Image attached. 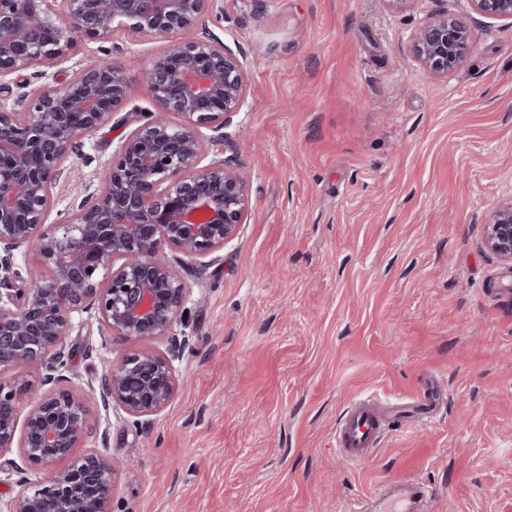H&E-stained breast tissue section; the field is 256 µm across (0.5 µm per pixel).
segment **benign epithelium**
Instances as JSON below:
<instances>
[{
    "label": "benign epithelium",
    "instance_id": "7a95c632",
    "mask_svg": "<svg viewBox=\"0 0 512 512\" xmlns=\"http://www.w3.org/2000/svg\"><path fill=\"white\" fill-rule=\"evenodd\" d=\"M213 2L0 0V78L50 68L78 40L104 39L116 28L134 40H169L143 75L156 112L122 137L103 187L60 224L45 221L66 159L132 97L133 85L123 67L103 60L23 96L19 110L0 105V287L9 286L0 291V372L41 364L50 386L20 422L23 390L0 383V454L17 448L16 469L44 471L8 512H111L118 461L103 448L74 455L90 413L84 388L65 375L73 314L93 308L111 333L133 340L170 335L187 288L163 248L200 262L244 223L243 173L227 157L203 164L206 142L224 140L245 96L243 61L205 27ZM471 2L485 16L512 19V0ZM193 30L200 34L183 38ZM470 42L467 26L444 17L419 27L412 49L430 72L446 75ZM171 114L182 121L170 122ZM204 128L215 135L206 137ZM483 236L488 251L512 263V200L488 215ZM19 256L38 269L27 287L12 288ZM188 344L174 336L165 354L111 362L100 381L103 406L136 419L160 412ZM64 459L69 464L56 467Z\"/></svg>",
    "mask_w": 512,
    "mask_h": 512
}]
</instances>
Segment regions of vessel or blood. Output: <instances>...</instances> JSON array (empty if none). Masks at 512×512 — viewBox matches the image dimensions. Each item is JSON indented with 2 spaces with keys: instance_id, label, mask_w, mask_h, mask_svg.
Wrapping results in <instances>:
<instances>
[{
  "instance_id": "b4317fda",
  "label": "vessel or blood",
  "mask_w": 512,
  "mask_h": 512,
  "mask_svg": "<svg viewBox=\"0 0 512 512\" xmlns=\"http://www.w3.org/2000/svg\"><path fill=\"white\" fill-rule=\"evenodd\" d=\"M386 417L374 400L363 398L348 408L336 430V448L348 462L361 464L372 460L380 444ZM404 495H381L380 512H424L426 501L431 500V490L416 483H406Z\"/></svg>"
}]
</instances>
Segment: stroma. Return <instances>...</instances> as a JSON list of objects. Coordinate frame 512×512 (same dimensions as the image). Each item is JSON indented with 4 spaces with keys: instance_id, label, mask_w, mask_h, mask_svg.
I'll use <instances>...</instances> for the list:
<instances>
[{
    "instance_id": "stroma-1",
    "label": "stroma",
    "mask_w": 512,
    "mask_h": 512,
    "mask_svg": "<svg viewBox=\"0 0 512 512\" xmlns=\"http://www.w3.org/2000/svg\"><path fill=\"white\" fill-rule=\"evenodd\" d=\"M448 16L472 33L448 77L413 57L412 32ZM205 26L243 60L244 104L207 147L233 152L248 211L209 265L169 260L187 285L190 344L160 412L104 409L111 363L168 338L110 334L75 314L68 370L98 430L89 447L120 464L112 512H343L409 479L431 512H512V265L482 222L512 197V21L470 0H216ZM166 40L120 30L81 40L46 71L0 79V104L108 59L135 94L65 163L48 223L100 185L119 140L155 105L142 85ZM438 380L442 404L391 427L375 460L336 451L350 403L372 396L397 418ZM0 455V512L39 470Z\"/></svg>"
}]
</instances>
